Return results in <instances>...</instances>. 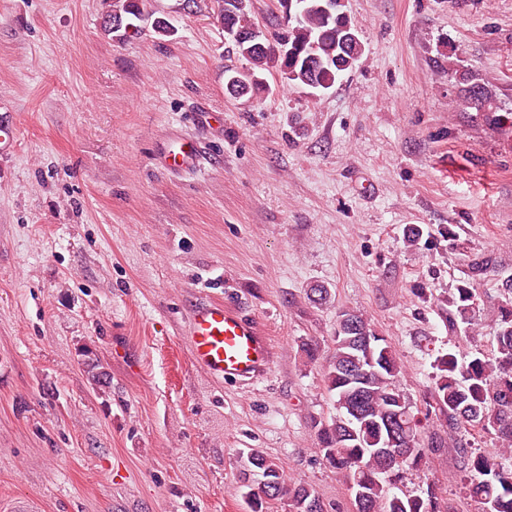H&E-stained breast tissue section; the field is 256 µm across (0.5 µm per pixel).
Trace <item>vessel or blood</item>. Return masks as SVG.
<instances>
[{
	"label": "vessel or blood",
	"mask_w": 512,
	"mask_h": 512,
	"mask_svg": "<svg viewBox=\"0 0 512 512\" xmlns=\"http://www.w3.org/2000/svg\"><path fill=\"white\" fill-rule=\"evenodd\" d=\"M202 150L193 139L180 140L176 149L163 152L167 169L190 170L200 164ZM185 334L197 368L211 380L250 381L268 369L270 352L253 321L220 301L197 305Z\"/></svg>",
	"instance_id": "1"
}]
</instances>
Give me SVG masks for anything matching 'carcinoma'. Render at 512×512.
I'll use <instances>...</instances> for the list:
<instances>
[{
	"label": "carcinoma",
	"instance_id": "cac0c4a2",
	"mask_svg": "<svg viewBox=\"0 0 512 512\" xmlns=\"http://www.w3.org/2000/svg\"><path fill=\"white\" fill-rule=\"evenodd\" d=\"M301 2L300 17L276 35L277 42L288 43L292 55L278 56L250 40L236 41L234 48L251 63L248 73L254 79L275 68L288 72L287 80L297 87L311 83L327 90L354 66L361 42L343 40L342 19L332 0ZM105 4L103 30L127 36L141 31L151 0H105ZM213 4L220 24L226 11L239 21L250 19V0H213ZM464 100L480 111L490 94L474 82L464 89ZM491 263L485 255L470 260L466 278L447 300L448 332L465 333L472 325L477 301L474 283ZM501 288L493 353L462 357L450 350L438 356L429 408L445 416L454 429L493 430L502 441L512 443V405L499 403L502 396H512V278H505ZM333 342L323 377L336 413L315 424L322 461L342 473L350 489L360 492L357 512H441L431 483L419 495L402 497L389 491L391 481L407 470L419 469L425 457L420 447L425 423L410 409L397 385L401 364L391 343L370 321L347 310L337 315ZM458 453L459 479L481 512H512V469L503 466L493 451L474 455L460 448ZM240 461L239 493L251 512H271L274 502L282 499L288 501L290 512H324L319 496L303 484L287 481L275 459L252 449Z\"/></svg>",
	"mask_w": 512,
	"mask_h": 512
}]
</instances>
